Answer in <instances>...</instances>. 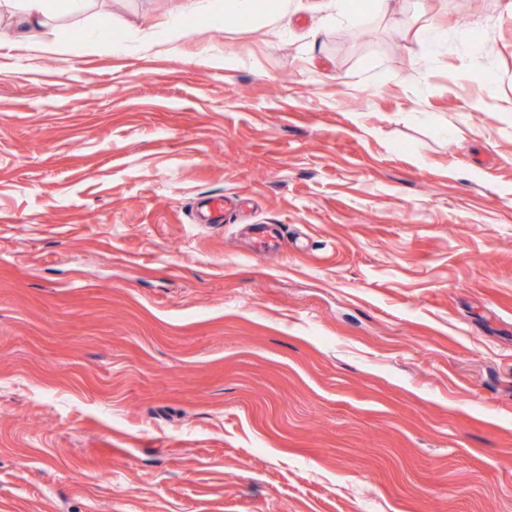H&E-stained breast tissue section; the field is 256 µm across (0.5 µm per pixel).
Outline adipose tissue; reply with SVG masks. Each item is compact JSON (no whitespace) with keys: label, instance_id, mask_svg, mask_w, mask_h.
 Wrapping results in <instances>:
<instances>
[{"label":"adipose tissue","instance_id":"ef3b65f1","mask_svg":"<svg viewBox=\"0 0 512 512\" xmlns=\"http://www.w3.org/2000/svg\"><path fill=\"white\" fill-rule=\"evenodd\" d=\"M79 6L80 0H0V16L5 14L10 19L6 30L0 31V42H20L42 49L40 37L53 15Z\"/></svg>","mask_w":512,"mask_h":512}]
</instances>
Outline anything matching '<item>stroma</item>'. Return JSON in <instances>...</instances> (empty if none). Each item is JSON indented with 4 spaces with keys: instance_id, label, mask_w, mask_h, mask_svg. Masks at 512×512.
I'll use <instances>...</instances> for the list:
<instances>
[{
    "instance_id": "35a3bbf8",
    "label": "stroma",
    "mask_w": 512,
    "mask_h": 512,
    "mask_svg": "<svg viewBox=\"0 0 512 512\" xmlns=\"http://www.w3.org/2000/svg\"><path fill=\"white\" fill-rule=\"evenodd\" d=\"M224 2L0 47V512H512V0Z\"/></svg>"
}]
</instances>
